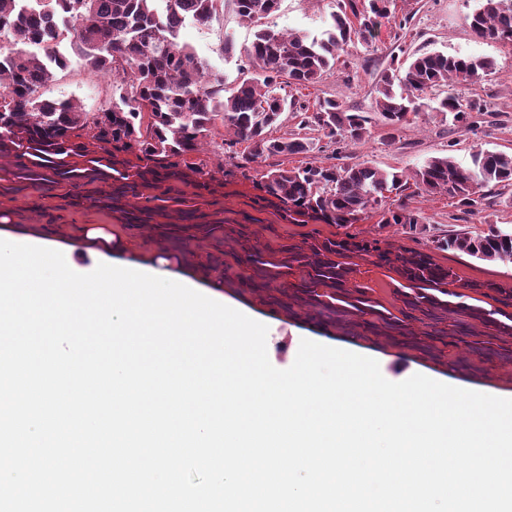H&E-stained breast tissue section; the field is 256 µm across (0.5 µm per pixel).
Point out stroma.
<instances>
[{
    "label": "stroma",
    "instance_id": "stroma-1",
    "mask_svg": "<svg viewBox=\"0 0 512 512\" xmlns=\"http://www.w3.org/2000/svg\"><path fill=\"white\" fill-rule=\"evenodd\" d=\"M396 17L411 16L408 31H399L394 20L382 21L372 45L355 43L341 54L336 66L321 80L308 87H288L284 93L295 102L310 105L323 97L342 99L347 107L370 117V134L366 140L349 149L348 163H365L388 172L412 173L428 158L452 154L463 167L470 166L475 151L502 150L512 153V47L477 38L464 23L467 14L478 6L477 0H394ZM337 10L336 0H281L279 11L266 19V26L284 32L314 35L324 30ZM255 26L241 21L232 0L204 26L188 23L180 31V41L191 44L213 72L223 76L225 84H233L253 75L245 49L254 39ZM232 42V55H225V42ZM405 45L408 53L423 55L433 52L461 54L493 59L496 68L477 84L462 88L466 99L480 101L483 114L479 127L471 132L452 124L432 112L429 100H422L419 114L404 126L395 141H387L385 128L375 119V84L389 68L391 54L397 45ZM45 97L77 100L86 111L100 109L112 96V82L104 75L89 73L83 66L72 65L56 72L45 88ZM243 145L234 141L230 130L215 125L204 139L196 160L204 161L216 180L223 182L224 193L198 200L207 222L213 224L248 225L260 244L298 243L314 236L338 238L343 228L333 224H303L284 220L277 208L263 205L257 198L255 180L273 165L270 157L245 161ZM390 203H407L420 215L417 232H409L397 224L379 226L376 217L352 225L358 238L379 239L382 248L393 251H421L434 261L451 268L463 283L495 281L512 283V262H486L456 251H441L437 238L454 231L480 233L488 225L512 226V206L499 202L480 207L476 213L461 210L454 199L430 195L417 188L391 194ZM8 210L16 224H51L68 239L80 237L86 230L103 229L121 237L129 247L128 259L139 261L155 253L165 254L173 263H181L185 252H193L197 261L217 258L230 264L231 275L224 280V293L245 307L258 319H275L286 336L306 339L348 350L389 366L415 368L418 372L455 387L512 397V356L478 355L469 337L488 335V326L470 322L466 335H459L457 315H449L447 344L424 351L402 346L386 336L358 328L349 332L333 325L306 319L304 314L276 305L267 292L248 289L240 281L246 274L238 259L242 250L235 235L220 239L201 238L187 244L185 250L175 248L173 241L158 238L146 224H129L117 214L86 206H74L59 194L43 195L34 190L0 195V211ZM358 284L367 286L371 296L391 312L402 307L396 293L397 276L388 267L372 260L359 263Z\"/></svg>",
    "mask_w": 512,
    "mask_h": 512
}]
</instances>
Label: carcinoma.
<instances>
[{"label":"carcinoma","mask_w":512,"mask_h":512,"mask_svg":"<svg viewBox=\"0 0 512 512\" xmlns=\"http://www.w3.org/2000/svg\"><path fill=\"white\" fill-rule=\"evenodd\" d=\"M223 0H0V160L14 164V179L45 192L68 186L82 188L92 207L124 214L131 223H151L169 217L160 206L130 213L122 200L130 193L157 199L152 191L175 181L211 195L224 189L203 165L190 160L216 120L247 144L249 156L308 154L325 138L339 150L360 144L368 133L369 117L336 98L318 99L314 107L296 106L278 90L307 87L336 65L340 51L355 42L376 37L381 20L392 15L393 0H341L323 36L284 33L262 26L279 9L280 0H233L236 13L258 27L246 55L256 75L231 86L212 74L193 48L178 41L187 21L209 22ZM465 23L480 39L512 46V0H480ZM405 67H390L375 92L379 120L387 139L409 124L417 112L415 100L433 87L448 88L437 112L450 114L466 128L474 100L456 92L474 85L492 69L490 60L431 53L406 55ZM94 73L119 79L112 100L87 112L74 100H52L42 89L54 73L72 60ZM297 109V130L271 136L282 115ZM417 188L446 193L460 205L476 209L490 185L512 187V153L479 150L472 166L462 167L452 155L432 157L413 171ZM112 182V193L100 195L96 185ZM405 186L403 175L366 164L323 166L306 162L292 168H270L255 182L258 197L282 211L285 219L349 227L375 212L379 223L414 227L419 216L407 206L385 205L386 194ZM184 213V241L202 231L208 237L224 233L222 224L195 223ZM244 240L248 279L258 289L280 281L279 304L296 301L325 315L340 327L365 324L383 328L404 345L429 350L446 331L435 330L428 340L411 335L408 321L420 315L433 325L448 313L493 327V333L473 341L478 353L512 354V285L489 282L461 284L493 300L485 307L465 304L466 294L452 289L456 275L423 252L406 255L381 248L347 233L340 239H314L271 247ZM440 250H457L484 261L512 260V229L497 224L473 235L460 231L437 240ZM374 256L397 276L403 303L395 315L369 296L368 288L353 283L355 258Z\"/></svg>","instance_id":"obj_1"}]
</instances>
